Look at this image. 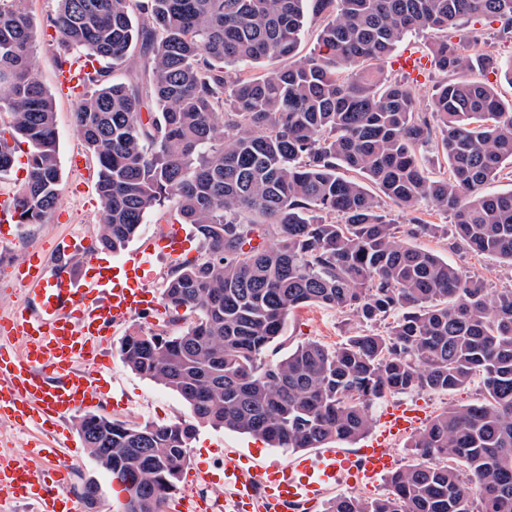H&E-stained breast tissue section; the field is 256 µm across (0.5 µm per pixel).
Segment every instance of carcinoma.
<instances>
[{
    "label": "carcinoma",
    "mask_w": 512,
    "mask_h": 512,
    "mask_svg": "<svg viewBox=\"0 0 512 512\" xmlns=\"http://www.w3.org/2000/svg\"><path fill=\"white\" fill-rule=\"evenodd\" d=\"M57 2L58 65L73 51L98 62L74 116L98 166L99 247L124 250L167 203L200 242L162 290L194 319L120 344L126 366L176 392L190 419L78 421L97 464L141 491L135 512H163L201 425L299 452L361 439L388 396L475 381L476 403L444 408L411 439L413 463L387 478V495H338L325 512H512V287L406 243L382 209L398 207L408 235L448 233L450 248L512 265V189L484 192L512 168V102L484 75L512 83V59L475 37L468 53L446 37L428 45L441 73L462 74L439 85L429 112L413 81L387 70L413 32L474 17L512 29V0ZM20 3L0 0V172L27 143L18 223L44 224L59 199L55 109L30 68ZM309 7L323 26L300 56ZM135 48L145 84L116 78ZM256 63L272 68L241 70ZM431 146L440 176L424 164ZM425 209L451 224L428 223ZM258 228L270 244L253 243ZM310 306L344 310L358 331L273 356L288 316Z\"/></svg>",
    "instance_id": "1"
}]
</instances>
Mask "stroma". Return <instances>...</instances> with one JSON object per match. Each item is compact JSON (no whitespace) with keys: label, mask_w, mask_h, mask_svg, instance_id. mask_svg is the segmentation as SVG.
I'll use <instances>...</instances> for the list:
<instances>
[{"label":"stroma","mask_w":512,"mask_h":512,"mask_svg":"<svg viewBox=\"0 0 512 512\" xmlns=\"http://www.w3.org/2000/svg\"><path fill=\"white\" fill-rule=\"evenodd\" d=\"M23 7L34 23L35 47L31 67L36 78L52 94L55 102V125L59 142L61 181L59 200L47 223L23 224L16 242L0 241V316L10 315L22 303L25 287L16 276V267L23 260L26 246L38 247L48 258H55L64 238L70 236L98 237V215L102 203L95 188L97 173L94 160H87L85 173L76 172L71 165L73 155L84 153L85 147L74 122L75 98L64 95L56 85L58 45L52 40L47 19L57 9V0H23ZM411 245L435 252L450 263L482 276L494 288L512 286V266L502 260L476 255L464 249H452L439 236H417ZM357 325L341 310L312 306L289 316L283 336L285 349L295 348L310 340L332 346L353 335ZM121 335H113L108 344L112 359V381L107 388L109 400L119 401L122 408L118 420L133 423L168 424L184 418L188 408L175 392L146 379L123 362L120 355ZM246 454L251 460L265 465L271 461H287L289 453L268 447L262 440L229 429L199 427L188 453L191 464L210 463L221 458L225 449ZM75 485L90 478L97 479L104 494L94 512H122L123 500L107 474L96 464L89 448L79 443Z\"/></svg>","instance_id":"stroma-1"}]
</instances>
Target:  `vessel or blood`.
<instances>
[{
  "label": "vessel or blood",
  "instance_id": "vessel-or-blood-1",
  "mask_svg": "<svg viewBox=\"0 0 512 512\" xmlns=\"http://www.w3.org/2000/svg\"><path fill=\"white\" fill-rule=\"evenodd\" d=\"M391 66L419 84L432 61L410 45ZM90 67V59L82 56L60 69L61 92H80ZM16 226L14 197L1 194L0 239L16 240ZM71 250L84 256L83 269L55 273L38 249L29 247L21 268L28 299L0 319V333L10 341L9 348L0 347V415L22 426L59 429L74 414L102 409L107 341L133 316L160 307V296L149 284V247L128 252L116 263L102 258L88 237L72 240ZM380 422L381 435L355 450L328 444L264 467L228 452L218 463L199 466L193 477L223 490L225 512H292L295 506L317 503L331 489L368 485L394 469L392 442L414 432L419 415L392 405ZM71 475L66 448L55 444L41 453L0 458V502L31 500L38 512H79Z\"/></svg>",
  "mask_w": 512,
  "mask_h": 512
}]
</instances>
